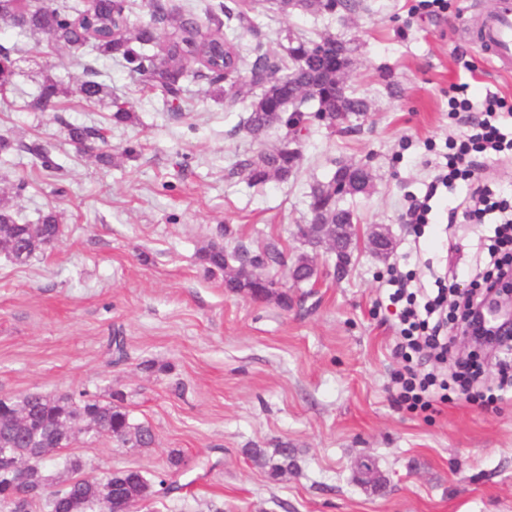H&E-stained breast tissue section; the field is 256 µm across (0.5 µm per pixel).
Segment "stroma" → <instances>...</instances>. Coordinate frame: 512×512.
I'll return each mask as SVG.
<instances>
[{
  "instance_id": "stroma-1",
  "label": "stroma",
  "mask_w": 512,
  "mask_h": 512,
  "mask_svg": "<svg viewBox=\"0 0 512 512\" xmlns=\"http://www.w3.org/2000/svg\"><path fill=\"white\" fill-rule=\"evenodd\" d=\"M413 2L357 0L350 12L288 17L254 0L255 27L237 38L244 63L278 53L285 31L331 34L350 42L346 83L368 104L350 128L301 136L298 172L260 187L241 162L288 132L252 139L246 103L215 99L206 79L189 85L192 111L177 112L91 48L22 56L0 97V135L41 142L55 166L18 148L1 155L0 198L30 224L56 211L63 234L22 265L0 253V396L124 392L154 444L93 438L80 420L69 452L89 476L137 469L151 477L179 451L178 490L139 512H512V398L487 407L460 398L428 417L393 399L403 363L389 269L426 288L431 265L449 270L448 288L470 289L473 252L489 234L481 224H447L443 198L423 229L400 220L459 131L448 88L465 78L477 99L512 100V71L494 68L466 37L471 18L495 0H449L439 15L411 13ZM86 64L130 103L131 122L113 123L107 104L75 93L66 111L29 110L45 77L74 85ZM71 124L103 133L111 165L69 141ZM340 163L373 174L369 194L345 200L358 242L342 277L330 276L336 256L324 250L315 260L327 274L311 283L295 285L277 268L282 306L229 292L221 275L206 273L200 250L226 227L249 249L275 240L286 256L302 251L295 230L309 218V186ZM375 227L392 236L388 258L367 246ZM117 332L127 350L119 363L108 347ZM282 445L296 465L279 477L249 455Z\"/></svg>"
}]
</instances>
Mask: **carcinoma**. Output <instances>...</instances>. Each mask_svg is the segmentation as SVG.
<instances>
[{
  "instance_id": "cac0c4a2",
  "label": "carcinoma",
  "mask_w": 512,
  "mask_h": 512,
  "mask_svg": "<svg viewBox=\"0 0 512 512\" xmlns=\"http://www.w3.org/2000/svg\"><path fill=\"white\" fill-rule=\"evenodd\" d=\"M136 0H98L88 3L78 14L81 21L73 18L66 9L34 8L21 11L15 0H0V20L10 22L21 38L34 41L33 49L41 48L42 39L55 42L59 47L79 48L87 43L101 57L120 61L140 83L149 86L173 109L185 103L184 80L189 63H195L206 72L205 78L215 95L236 101L245 98V87L258 88L261 93L249 104L246 121L248 132L256 139L271 128L283 124V114L300 113L302 126L297 133L321 124L327 118L332 126H340L366 112L367 104L344 85L336 81V69L351 62L353 49L346 41L334 36L306 38L286 32L287 46L284 54L270 56L266 53L255 57L248 75L240 73L243 63L237 36L225 30V20L236 19L243 29L253 27L249 13L242 8L232 9L222 0L210 7L208 23H199L186 17L166 3L151 0L150 20L135 24L131 21ZM271 8L284 15L313 12L322 13L324 8L338 6L341 11L354 8L352 0H270ZM13 50L22 51L15 46ZM11 50V51H13ZM11 51L0 49V55L9 58V66L0 70V94L7 90L14 74ZM162 58L166 68L157 69L153 62ZM79 96L87 102L111 99L112 120L123 123L133 118L125 103L112 97L110 88L99 79L98 72L84 68L80 80ZM70 95L69 87L51 77H46L39 93L30 103L34 112H44L50 104L58 105ZM68 138L75 144L90 138L102 139L99 130L84 125L67 126ZM45 169L54 167L46 148L33 141L21 145ZM301 154L284 152L277 148L261 150L250 156L243 168L249 181L264 185L271 180L286 181L299 168ZM373 187L372 177L357 164L340 163L333 176L326 182L310 186V204H318L317 212L322 220L341 224L342 235L336 250V258L348 259L356 246L354 212L340 205L345 196L365 194ZM61 237V227L56 212L44 214L37 224L19 221L13 206L0 199V251L15 262L23 264L37 252L55 245ZM201 259L207 273L224 274V287L244 296L264 295L288 305V295L274 288H261L253 278V269L278 265L283 261V251L275 241H269L255 250L241 245L231 250L224 243L214 240L202 249ZM291 270L294 279L301 282L313 277L310 255L296 254ZM125 395L121 391L110 394V400L102 401L82 392L79 397L61 395L47 397L29 393L22 399L0 398V445L14 449V455L27 458L31 467L23 489L29 493V512L47 504L49 512H112V502L100 498L98 486L90 476H80L85 469L78 457H67L64 469L78 474L65 488L57 491V499L45 495L43 482H51L50 469L55 465L54 456L40 457V449L49 443L53 451L67 447L72 431L59 432V426L67 418L84 419L89 429L119 442H136L139 448L154 443L152 428L135 421L124 406ZM277 456L271 463L275 476L288 472L295 466L294 451L285 446L274 449ZM145 475L139 470H120L115 474L119 487L116 502L147 495Z\"/></svg>"
}]
</instances>
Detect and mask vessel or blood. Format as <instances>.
Returning <instances> with one entry per match:
<instances>
[{
  "mask_svg": "<svg viewBox=\"0 0 512 512\" xmlns=\"http://www.w3.org/2000/svg\"><path fill=\"white\" fill-rule=\"evenodd\" d=\"M472 42L498 68L512 69V0H497L492 13L478 15L470 31Z\"/></svg>",
  "mask_w": 512,
  "mask_h": 512,
  "instance_id": "b4317fda",
  "label": "vessel or blood"
}]
</instances>
